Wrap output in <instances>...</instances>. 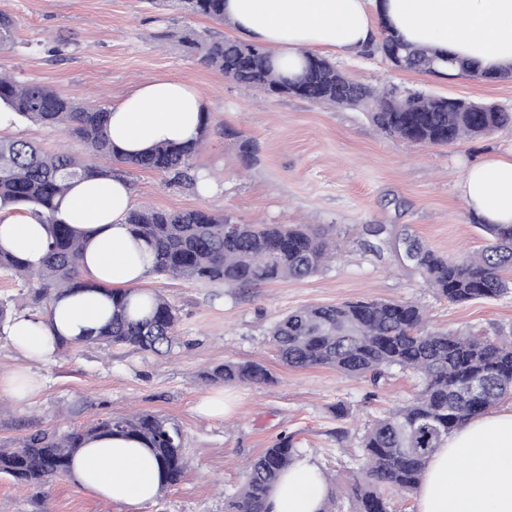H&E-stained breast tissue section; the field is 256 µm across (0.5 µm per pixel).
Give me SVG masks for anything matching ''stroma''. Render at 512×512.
I'll return each instance as SVG.
<instances>
[{"instance_id": "obj_1", "label": "stroma", "mask_w": 512, "mask_h": 512, "mask_svg": "<svg viewBox=\"0 0 512 512\" xmlns=\"http://www.w3.org/2000/svg\"><path fill=\"white\" fill-rule=\"evenodd\" d=\"M16 25L11 50L0 51V71L50 86L82 103L112 106L143 79L170 76L194 85L208 105L204 147L193 160L217 189L170 185L158 174L130 170L134 204L144 209H208L240 224H322L333 227L345 251L318 275L281 281L239 295L210 285L145 278L175 305L182 345L156 356L123 347H64L36 365L40 390L19 402L0 392V444L11 445L31 424L80 427L131 408L159 412L183 431L189 467L146 512H224V501L244 478L246 461L281 432L294 434L331 483L339 512H349V474L359 464L364 430L404 403L419 382L392 370L372 387L362 377L329 368L294 369L277 361L267 331L288 311L310 304L366 299L413 300L432 327L481 336L512 337V293L454 305L425 287L421 275L392 256L365 253L358 240L366 224H408L434 250L479 252L487 243L461 199L457 184L472 165L512 152L502 132L451 146H420L380 135L366 112L270 95L225 79L187 54L190 32L231 24L190 15L172 0H0ZM337 67L355 82L397 85L432 95L482 100L512 110V80L485 82L467 74L451 79L392 70L380 56L336 54ZM10 136L81 156L83 143L16 119ZM257 146L247 161L242 138ZM228 361L259 362L275 376L267 386H228L233 410L224 418L202 414L209 392L199 372ZM348 410L353 427L336 442L334 407ZM0 512H130L71 477L17 488L0 477Z\"/></svg>"}]
</instances>
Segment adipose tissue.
Here are the masks:
<instances>
[{
    "instance_id": "1",
    "label": "adipose tissue",
    "mask_w": 512,
    "mask_h": 512,
    "mask_svg": "<svg viewBox=\"0 0 512 512\" xmlns=\"http://www.w3.org/2000/svg\"><path fill=\"white\" fill-rule=\"evenodd\" d=\"M224 15L239 35L264 46L273 60L297 72L305 52L351 53L376 22L403 40L478 61L485 68L512 63V0H224ZM207 104L186 82L154 76L113 105L107 129L113 145L136 156L154 145L190 144L201 131ZM470 212L489 224H512V154L470 167L458 183ZM134 190L126 178L75 183L61 210L72 226L90 233L85 272L115 287L140 282L152 257L125 222ZM47 233L26 210H0V247L38 259ZM109 299L77 293L55 302L54 329L18 316L9 329L26 369L0 374V390L28 397L40 385L31 366L55 354V337H82L105 321ZM73 476L93 493L141 512L154 502L160 469L139 441L121 436L88 442ZM327 481L309 457L298 458L273 487L271 512H321ZM417 512H512V408L478 416L452 432L430 459L417 493Z\"/></svg>"
}]
</instances>
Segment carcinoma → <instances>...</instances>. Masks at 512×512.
<instances>
[{
    "mask_svg": "<svg viewBox=\"0 0 512 512\" xmlns=\"http://www.w3.org/2000/svg\"><path fill=\"white\" fill-rule=\"evenodd\" d=\"M185 12L219 24L224 0H175ZM15 24L0 11V50L14 44ZM187 51L239 85L271 95H293L316 104L363 109L385 136L424 146H448L512 130V112L490 102L437 97L394 85H361L334 64L310 52L301 70H276L269 52L217 32L183 37ZM395 70L435 75L446 66L477 78L482 68L459 63L430 48H413L381 33L364 48ZM0 105L19 117L80 140L87 155L46 153L39 145L0 137V210L27 209L47 229V245L37 262L0 247V271L27 288L38 321L53 325V301L75 292L103 291L112 309L106 322L81 340L65 345L129 347L166 355L179 337L177 309L161 292L146 302L132 300L135 288H112L83 273L85 233L64 218L61 203L74 183L126 176V169L150 171L173 182L190 179L202 147L161 144L135 157L120 153L106 129L110 110L80 105L38 82H19L0 73ZM132 234L151 250L146 275L219 285L240 294L272 283L320 273L345 248L318 224H237L205 209L167 211L131 208L125 218ZM487 245L478 253L444 255L409 225L367 224L363 248L389 251L418 270L436 293L464 305L512 291V224H484ZM282 364L297 369L330 367L364 377L375 387L398 368L419 380L416 394L375 420L360 442L362 463L349 481L351 512H390L384 491L418 492L427 463L448 435L467 421L512 398V340L431 330L426 309L412 301L369 299L335 305L311 304L290 311L268 331ZM210 386H255L275 381L256 362H226L201 373ZM121 435L142 442L160 465V490L176 484L188 467L181 428L160 413L135 411L107 416L85 428L63 430L34 424L16 446H0V476L18 486L43 485L72 475V461L87 442ZM295 435L283 433L249 459L245 477L224 503V512H269V495L291 465Z\"/></svg>",
    "mask_w": 512,
    "mask_h": 512,
    "instance_id": "cac0c4a2",
    "label": "carcinoma"
}]
</instances>
